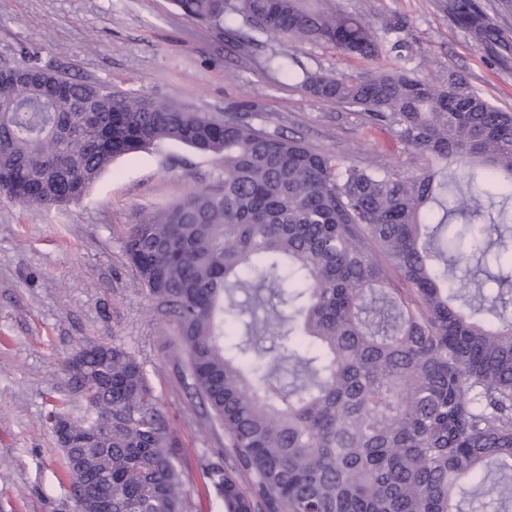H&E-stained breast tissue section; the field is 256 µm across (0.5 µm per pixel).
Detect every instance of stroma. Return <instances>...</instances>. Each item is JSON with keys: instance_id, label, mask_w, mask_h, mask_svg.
Masks as SVG:
<instances>
[{"instance_id": "1", "label": "stroma", "mask_w": 512, "mask_h": 512, "mask_svg": "<svg viewBox=\"0 0 512 512\" xmlns=\"http://www.w3.org/2000/svg\"><path fill=\"white\" fill-rule=\"evenodd\" d=\"M333 7L382 27L404 18L415 49L404 66L439 84L449 75L512 110V57L499 60L463 32L448 0H331ZM297 58L307 69L349 75L364 62L324 45L266 37L243 51L192 22L172 0H0V65L32 55L91 84H109L193 112L219 113L254 103L269 129L298 135L349 164L388 166L403 178L457 164L413 148L374 126L357 108L307 96L269 64ZM224 174V161L165 142L116 158L80 201L41 210L0 197V512H73L64 458L45 423L65 400L75 420L89 408L63 365L81 346L113 340L142 364L181 443L177 464L193 512H225L206 462L230 466L224 429L193 395L172 351L174 329L154 313L125 252L128 225Z\"/></svg>"}]
</instances>
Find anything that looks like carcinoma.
<instances>
[{"mask_svg":"<svg viewBox=\"0 0 512 512\" xmlns=\"http://www.w3.org/2000/svg\"><path fill=\"white\" fill-rule=\"evenodd\" d=\"M231 45L276 34L375 64L302 71L312 97L354 106L407 144L468 167L401 178L359 167L256 122L254 105L190 112L76 81L35 56L0 75V194L40 209L80 199L123 154L178 142L224 158V176L127 225L130 267L179 336L176 360L224 427L234 466L208 477L226 512H465L512 505V317L448 287L461 247L512 266V209L487 225L453 220L480 198L512 200V112L451 76L441 87L382 56L411 52L407 23L384 36L305 0H173ZM456 24L503 44L478 0H448ZM90 97V112L74 111ZM434 203L442 215L423 216ZM94 410L45 422L61 446L76 512H189L178 439L136 357L100 342L67 360Z\"/></svg>","mask_w":512,"mask_h":512,"instance_id":"cac0c4a2","label":"carcinoma"}]
</instances>
